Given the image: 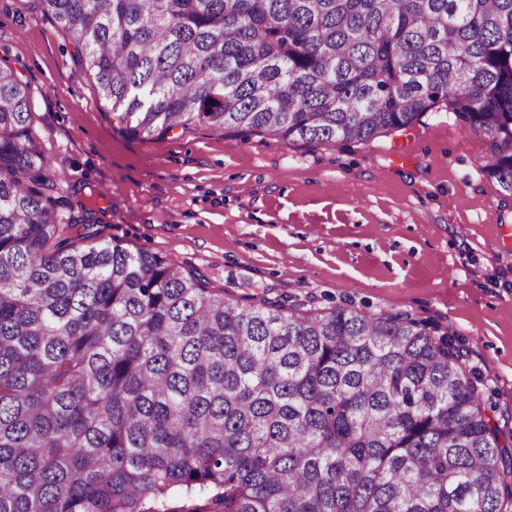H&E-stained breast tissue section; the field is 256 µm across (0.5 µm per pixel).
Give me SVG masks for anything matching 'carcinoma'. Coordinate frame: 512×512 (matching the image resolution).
I'll return each instance as SVG.
<instances>
[{
	"label": "carcinoma",
	"mask_w": 512,
	"mask_h": 512,
	"mask_svg": "<svg viewBox=\"0 0 512 512\" xmlns=\"http://www.w3.org/2000/svg\"><path fill=\"white\" fill-rule=\"evenodd\" d=\"M39 3L130 136L365 143L445 103L512 196V0ZM61 182L0 63V512H512L451 333L70 243Z\"/></svg>",
	"instance_id": "1"
}]
</instances>
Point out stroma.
Segmentation results:
<instances>
[{
  "instance_id": "stroma-1",
  "label": "stroma",
  "mask_w": 512,
  "mask_h": 512,
  "mask_svg": "<svg viewBox=\"0 0 512 512\" xmlns=\"http://www.w3.org/2000/svg\"><path fill=\"white\" fill-rule=\"evenodd\" d=\"M38 0H0V60L30 89L31 127L84 232L197 271L233 299L406 313L463 342L481 402L512 415V197L484 137L442 107L366 143L287 144L203 125L119 133Z\"/></svg>"
}]
</instances>
